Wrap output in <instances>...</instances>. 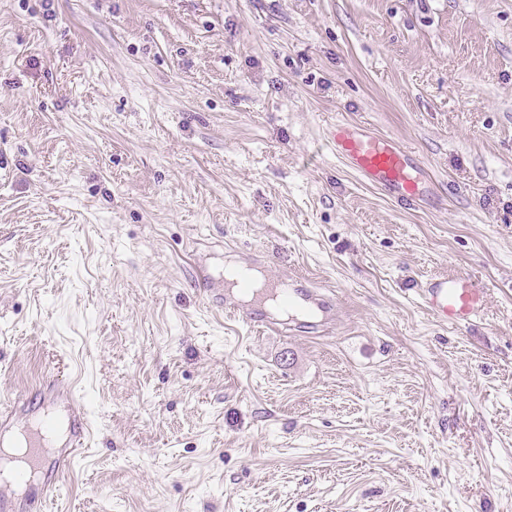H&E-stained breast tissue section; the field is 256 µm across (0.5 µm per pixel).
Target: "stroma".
<instances>
[{"label":"stroma","instance_id":"obj_1","mask_svg":"<svg viewBox=\"0 0 512 512\" xmlns=\"http://www.w3.org/2000/svg\"><path fill=\"white\" fill-rule=\"evenodd\" d=\"M258 253L332 333L207 304ZM458 271L464 328L418 304ZM51 369L92 435L49 512H512V0H0V401ZM330 135L336 156L367 182L405 205L420 199V169L393 139L347 123H336ZM421 307L433 318L452 326H465L483 310L486 290L466 272L434 277L419 290Z\"/></svg>","mask_w":512,"mask_h":512}]
</instances>
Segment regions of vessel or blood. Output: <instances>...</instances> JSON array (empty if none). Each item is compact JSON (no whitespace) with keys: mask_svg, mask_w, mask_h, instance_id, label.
I'll use <instances>...</instances> for the list:
<instances>
[{"mask_svg":"<svg viewBox=\"0 0 512 512\" xmlns=\"http://www.w3.org/2000/svg\"><path fill=\"white\" fill-rule=\"evenodd\" d=\"M331 141L337 157L367 182L384 188L406 205L414 204L421 196V175L418 166L407 153L388 137L371 131L353 128L350 124L333 126ZM249 271L237 274L230 286L206 291L209 304L222 307L226 316L242 317L253 329L272 330L278 320L267 303L276 301L288 309L298 323L296 329L307 336L325 332L335 321V304L327 291L309 284L304 279L284 272L269 279L263 292L254 293ZM421 307L444 324H469L486 304V290L465 272L434 277L424 282L419 290ZM63 406L68 418L66 453L77 457L79 447L90 433V427L78 407V396L71 389H63ZM55 430L51 417L41 418L26 441L21 461L10 469V485L31 488V496L16 500L8 489L0 491V512H31L51 500L57 490L52 481L37 483L36 476L48 469H59L58 458L51 453L46 440Z\"/></svg>","mask_w":512,"mask_h":512,"instance_id":"b4317fda","label":"vessel or blood"}]
</instances>
